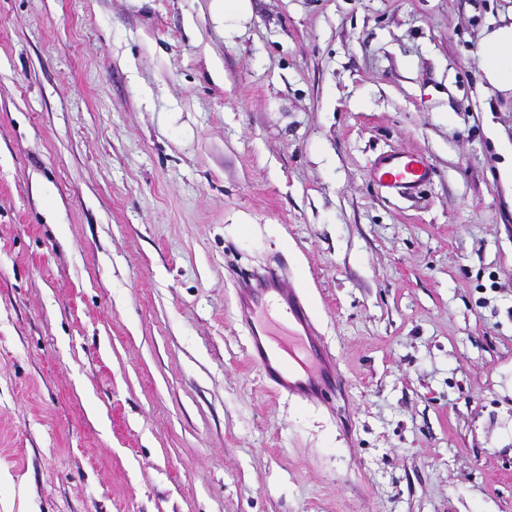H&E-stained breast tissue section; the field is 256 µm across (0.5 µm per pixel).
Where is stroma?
<instances>
[{"mask_svg":"<svg viewBox=\"0 0 512 512\" xmlns=\"http://www.w3.org/2000/svg\"><path fill=\"white\" fill-rule=\"evenodd\" d=\"M250 3L0 0V512H512V0ZM267 267L344 399L248 364ZM479 67L488 86L512 92V23L486 31L478 48ZM369 176L376 186L389 194L411 196L427 185L433 176L429 159L422 153L391 150L371 162Z\"/></svg>","mask_w":512,"mask_h":512,"instance_id":"stroma-1","label":"stroma"}]
</instances>
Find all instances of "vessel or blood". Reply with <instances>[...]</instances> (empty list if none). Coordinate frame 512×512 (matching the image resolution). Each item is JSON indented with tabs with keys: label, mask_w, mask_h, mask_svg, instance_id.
Here are the masks:
<instances>
[{
	"label": "vessel or blood",
	"mask_w": 512,
	"mask_h": 512,
	"mask_svg": "<svg viewBox=\"0 0 512 512\" xmlns=\"http://www.w3.org/2000/svg\"><path fill=\"white\" fill-rule=\"evenodd\" d=\"M369 176L389 194L410 196L427 185L433 168L423 154L391 150L371 162ZM248 333L247 360L270 391L300 402H330L346 379L322 344L309 304L273 270L253 273L237 290Z\"/></svg>",
	"instance_id": "vessel-or-blood-1"
}]
</instances>
